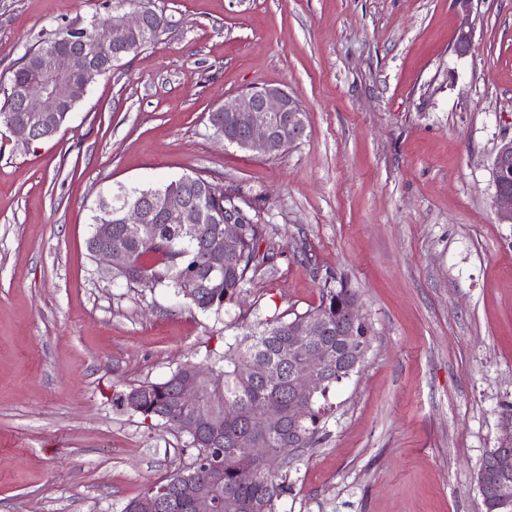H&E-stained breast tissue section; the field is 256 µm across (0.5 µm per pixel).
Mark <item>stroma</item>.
<instances>
[{
	"mask_svg": "<svg viewBox=\"0 0 512 512\" xmlns=\"http://www.w3.org/2000/svg\"><path fill=\"white\" fill-rule=\"evenodd\" d=\"M104 0H0V82ZM159 40L93 83L58 133L0 124V512H123L191 462L186 436L119 403L204 362L243 315L357 291L371 336L293 459L277 512H485L474 475L512 405V224L492 160L512 138V0H153ZM274 85L307 113L282 155L208 116ZM199 172L238 193L276 254L221 315L99 277L97 204Z\"/></svg>",
	"mask_w": 512,
	"mask_h": 512,
	"instance_id": "stroma-1",
	"label": "stroma"
}]
</instances>
